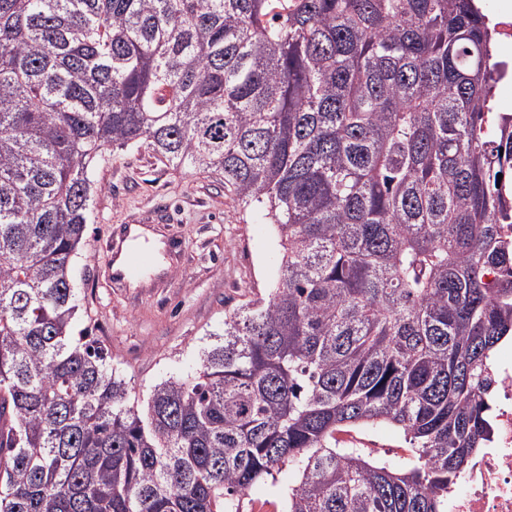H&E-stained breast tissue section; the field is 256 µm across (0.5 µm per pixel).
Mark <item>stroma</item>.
<instances>
[{"mask_svg":"<svg viewBox=\"0 0 512 512\" xmlns=\"http://www.w3.org/2000/svg\"><path fill=\"white\" fill-rule=\"evenodd\" d=\"M95 193L86 235H120L126 224H154L160 237L182 241L180 262L150 287H108L98 257L80 255L73 286L81 307L73 329L98 338L131 391L142 394L169 376L190 371L207 333L224 327V314L268 292L278 249L270 224L243 210L222 177L175 170L147 147L108 154L91 172ZM341 447L365 449L386 462L405 455L403 434L382 424L339 434ZM300 481L283 470L255 483L243 512H280Z\"/></svg>","mask_w":512,"mask_h":512,"instance_id":"stroma-1","label":"stroma"}]
</instances>
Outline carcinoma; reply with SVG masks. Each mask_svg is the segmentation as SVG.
I'll list each match as a JSON object with an SVG mask.
<instances>
[{"label":"carcinoma","mask_w":512,"mask_h":512,"mask_svg":"<svg viewBox=\"0 0 512 512\" xmlns=\"http://www.w3.org/2000/svg\"><path fill=\"white\" fill-rule=\"evenodd\" d=\"M496 35L476 0H0V512H240L287 466L285 512H448L512 340ZM138 144L282 248L143 404L70 288L89 168ZM379 423L409 456L339 447Z\"/></svg>","instance_id":"cac0c4a2"}]
</instances>
